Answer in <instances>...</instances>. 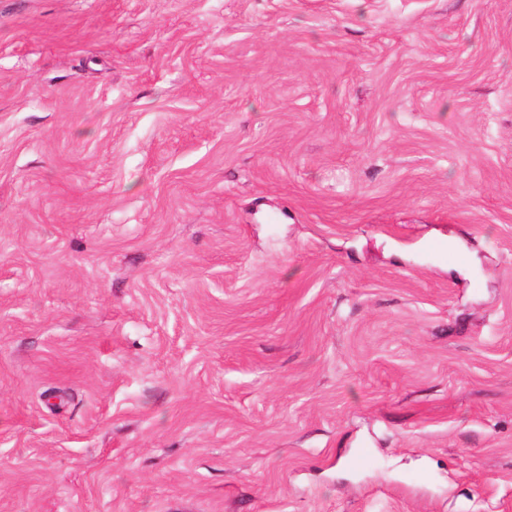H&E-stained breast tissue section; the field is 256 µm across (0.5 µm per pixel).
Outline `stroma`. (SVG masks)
<instances>
[{
  "label": "stroma",
  "instance_id": "35a3bbf8",
  "mask_svg": "<svg viewBox=\"0 0 512 512\" xmlns=\"http://www.w3.org/2000/svg\"><path fill=\"white\" fill-rule=\"evenodd\" d=\"M0 512H512V0H0Z\"/></svg>",
  "mask_w": 512,
  "mask_h": 512
}]
</instances>
